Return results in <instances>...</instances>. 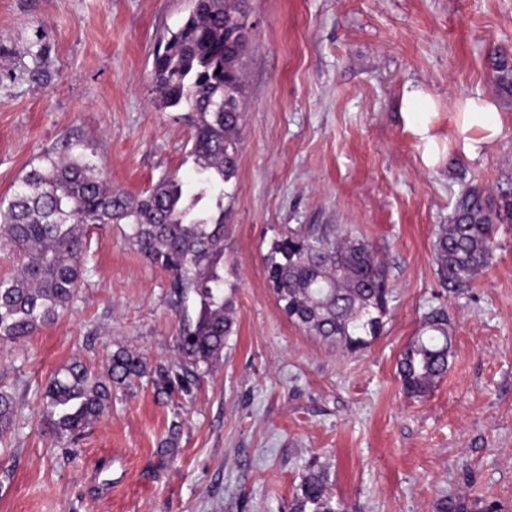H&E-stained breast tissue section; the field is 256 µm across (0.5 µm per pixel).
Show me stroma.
<instances>
[{
  "mask_svg": "<svg viewBox=\"0 0 512 512\" xmlns=\"http://www.w3.org/2000/svg\"><path fill=\"white\" fill-rule=\"evenodd\" d=\"M191 0H0V198L46 149L88 144L133 195L178 173L194 185L187 110L152 104L153 52ZM243 150L224 201V297L235 318L191 393L150 376L113 388L103 418L54 443L40 392L60 366L100 367L117 346L149 367L178 360L165 273L113 226L92 228L68 313L0 341V385L20 406L0 446V512H292L308 467L346 512H438L464 497L512 512V220L470 288L441 287L439 225L475 187L512 201V0H248ZM507 81H492L497 61ZM440 103L494 98L498 141L426 167L402 116L406 83ZM333 224L388 268L383 332L350 354L291 323L263 257L287 226ZM447 317L448 372L421 399L397 360L432 311ZM174 441L167 452L166 441Z\"/></svg>",
  "mask_w": 512,
  "mask_h": 512,
  "instance_id": "1",
  "label": "stroma"
}]
</instances>
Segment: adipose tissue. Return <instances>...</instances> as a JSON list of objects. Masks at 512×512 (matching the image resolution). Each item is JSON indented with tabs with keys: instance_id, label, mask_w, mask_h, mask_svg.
<instances>
[{
	"instance_id": "ef3b65f1",
	"label": "adipose tissue",
	"mask_w": 512,
	"mask_h": 512,
	"mask_svg": "<svg viewBox=\"0 0 512 512\" xmlns=\"http://www.w3.org/2000/svg\"><path fill=\"white\" fill-rule=\"evenodd\" d=\"M404 118L420 138L421 158L425 165H437L444 153L455 151L475 157L493 144L502 132L498 108L490 97H467L448 115V136L440 138L432 131L438 102L421 87L408 84L403 89Z\"/></svg>"
}]
</instances>
